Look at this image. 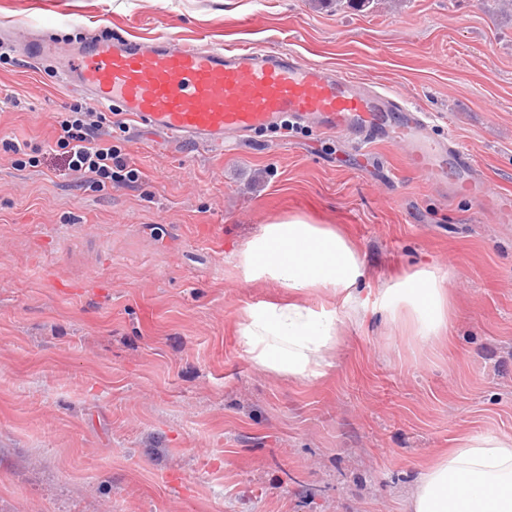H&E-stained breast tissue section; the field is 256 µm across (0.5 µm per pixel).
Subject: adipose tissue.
Instances as JSON below:
<instances>
[{
    "label": "adipose tissue",
    "instance_id": "adipose-tissue-1",
    "mask_svg": "<svg viewBox=\"0 0 512 512\" xmlns=\"http://www.w3.org/2000/svg\"><path fill=\"white\" fill-rule=\"evenodd\" d=\"M246 283L269 281L290 297L247 305L237 336L267 373L302 380L326 375L348 321L368 302L360 286L364 256L338 227L294 214L273 219L236 254ZM377 306L401 331L421 341L444 340L453 304L446 279L431 264L387 281ZM407 512H512V434L470 432L455 437L429 462L406 504Z\"/></svg>",
    "mask_w": 512,
    "mask_h": 512
}]
</instances>
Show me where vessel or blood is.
I'll list each match as a JSON object with an SVG mask.
<instances>
[{
  "label": "vessel or blood",
  "mask_w": 512,
  "mask_h": 512,
  "mask_svg": "<svg viewBox=\"0 0 512 512\" xmlns=\"http://www.w3.org/2000/svg\"><path fill=\"white\" fill-rule=\"evenodd\" d=\"M57 79L100 108L202 150L248 141L287 120L356 136L364 146L390 139L407 148L418 175L475 196L500 223L512 222V196L488 190L455 138L431 136L421 108L392 89L288 51L111 37L75 47Z\"/></svg>",
  "instance_id": "vessel-or-blood-1"
}]
</instances>
